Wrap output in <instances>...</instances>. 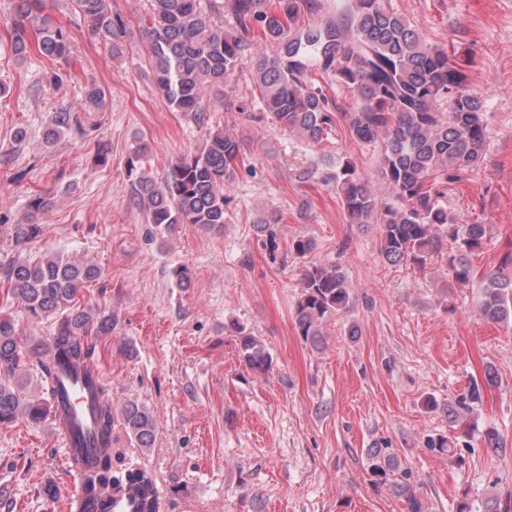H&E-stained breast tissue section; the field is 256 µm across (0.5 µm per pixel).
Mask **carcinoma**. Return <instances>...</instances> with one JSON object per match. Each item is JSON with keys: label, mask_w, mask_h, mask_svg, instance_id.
I'll return each instance as SVG.
<instances>
[{"label": "carcinoma", "mask_w": 512, "mask_h": 512, "mask_svg": "<svg viewBox=\"0 0 512 512\" xmlns=\"http://www.w3.org/2000/svg\"><path fill=\"white\" fill-rule=\"evenodd\" d=\"M41 3L18 0L8 30L14 52L21 58L38 55L53 63L66 62L70 37L62 25L41 13ZM74 3L91 31L111 52L121 53L126 23L112 11L109 0ZM317 8V0H277L269 5L265 0H224L207 12L200 0H152L147 35L158 89L173 110L193 112L203 121L206 90L224 88L229 76L250 60L263 110L281 128L318 144L329 139L341 121L351 140L380 142L377 174L387 199L381 201L371 192L349 159L338 163L334 188L349 223L378 225L382 257L422 268L448 250L455 282H469V257L485 248L486 226L455 223L440 201L441 185L466 179L487 146L485 107L467 90L465 69L446 49L428 43L386 0H348L334 18L299 23L302 12ZM224 12L232 16L240 35L224 34V26L214 21V14ZM254 34L275 47L274 52L254 49ZM319 78L345 86L355 104L342 109L329 101L316 85ZM77 125L74 113H56L46 143ZM243 154L242 141L219 130L201 152L172 163L160 184L147 174L145 149H135L127 160V177L149 223L165 229L195 224L219 231L227 220L226 190L236 179ZM50 207L47 196L30 197L24 221L11 225L17 245L39 237L43 227L37 223L38 215ZM314 248L311 239L300 237L291 240L288 252L303 258ZM100 276L98 266L77 263L62 252L26 262L0 260L6 297L33 319L58 317L54 352L47 358L44 346L18 335L12 317L0 316V425L45 423L60 369L90 359L88 337L112 334L111 313L79 302L81 288ZM300 283L296 324L304 339L314 344L323 322L349 309V288L336 263L304 266ZM478 310L488 322H512V249L484 274ZM239 356L259 374L270 370L268 352L252 336L241 337ZM97 392L94 433L105 447L112 441L115 415L104 383L97 385ZM482 397V385L472 383L448 405V418L459 421ZM120 419L139 447H151L155 424L146 405L127 402ZM370 459L372 473L386 476L390 454L377 447ZM80 484L82 494L70 503L69 512H94L102 488L133 501L136 512H160L153 475L140 468L113 475L110 453L85 462ZM459 512H512V506L503 508L498 500L486 499L477 509L467 504Z\"/></svg>", "instance_id": "1"}]
</instances>
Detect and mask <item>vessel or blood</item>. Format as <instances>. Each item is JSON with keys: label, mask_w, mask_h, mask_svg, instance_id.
Wrapping results in <instances>:
<instances>
[{"label": "vessel or blood", "mask_w": 512, "mask_h": 512, "mask_svg": "<svg viewBox=\"0 0 512 512\" xmlns=\"http://www.w3.org/2000/svg\"><path fill=\"white\" fill-rule=\"evenodd\" d=\"M100 378V370H87L85 365L64 371L60 376V393L55 405L53 424L60 435L68 464L96 454L92 431L95 400L84 379L85 374Z\"/></svg>", "instance_id": "obj_1"}]
</instances>
